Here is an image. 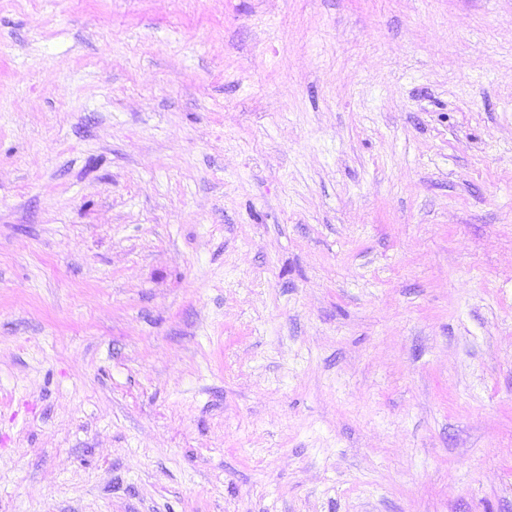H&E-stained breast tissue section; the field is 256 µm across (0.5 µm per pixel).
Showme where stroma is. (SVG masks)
Listing matches in <instances>:
<instances>
[{"label": "stroma", "instance_id": "stroma-1", "mask_svg": "<svg viewBox=\"0 0 512 512\" xmlns=\"http://www.w3.org/2000/svg\"><path fill=\"white\" fill-rule=\"evenodd\" d=\"M0 512H512V0H0Z\"/></svg>", "mask_w": 512, "mask_h": 512}]
</instances>
